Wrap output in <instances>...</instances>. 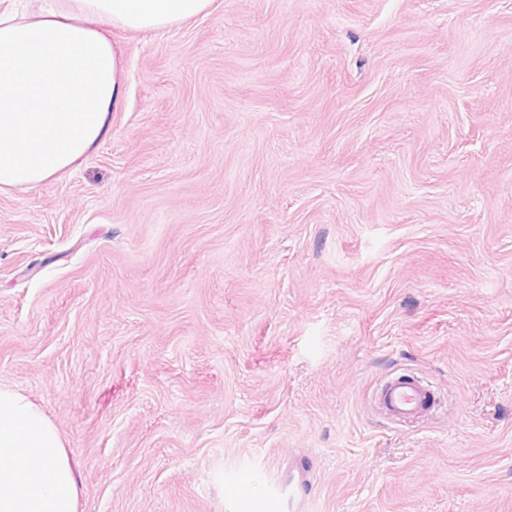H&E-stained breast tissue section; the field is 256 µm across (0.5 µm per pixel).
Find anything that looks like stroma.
Returning <instances> with one entry per match:
<instances>
[{
    "mask_svg": "<svg viewBox=\"0 0 512 512\" xmlns=\"http://www.w3.org/2000/svg\"><path fill=\"white\" fill-rule=\"evenodd\" d=\"M128 95L0 194V385L78 512H512V0H215L116 31ZM409 369L439 403L378 414ZM310 462L300 458L288 466V473L258 495L253 490L252 474L241 470L226 482L227 501L232 512H295L310 498L313 485L308 479ZM288 493V500L285 495Z\"/></svg>",
    "mask_w": 512,
    "mask_h": 512,
    "instance_id": "stroma-1",
    "label": "stroma"
}]
</instances>
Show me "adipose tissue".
<instances>
[{
	"label": "adipose tissue",
	"mask_w": 512,
	"mask_h": 512,
	"mask_svg": "<svg viewBox=\"0 0 512 512\" xmlns=\"http://www.w3.org/2000/svg\"><path fill=\"white\" fill-rule=\"evenodd\" d=\"M213 0H30L0 10V192L73 169L110 132L126 97L123 56L106 28L167 30ZM73 459L55 424L0 385V512H77Z\"/></svg>",
	"instance_id": "ef3b65f1"
}]
</instances>
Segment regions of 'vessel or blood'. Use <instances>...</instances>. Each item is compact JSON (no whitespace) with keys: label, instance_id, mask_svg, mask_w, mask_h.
<instances>
[{"label":"vessel or blood","instance_id":"obj_1","mask_svg":"<svg viewBox=\"0 0 512 512\" xmlns=\"http://www.w3.org/2000/svg\"><path fill=\"white\" fill-rule=\"evenodd\" d=\"M431 393L427 385L410 376H394L384 380L374 393L376 410L387 419L407 423L423 416L429 408ZM310 462L300 458L288 472L263 493H255L249 471L242 470L226 483L231 512H297L310 498L313 486L308 479Z\"/></svg>","mask_w":512,"mask_h":512}]
</instances>
